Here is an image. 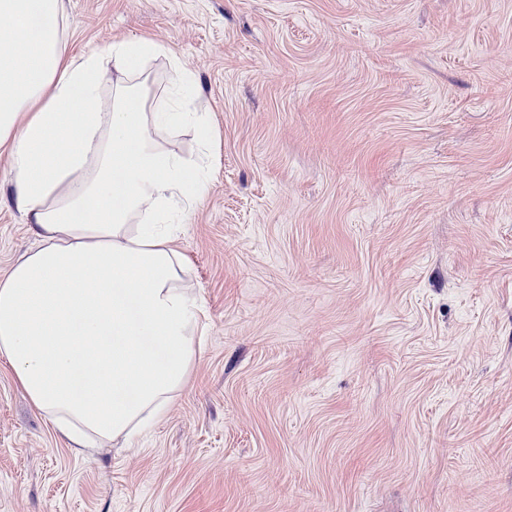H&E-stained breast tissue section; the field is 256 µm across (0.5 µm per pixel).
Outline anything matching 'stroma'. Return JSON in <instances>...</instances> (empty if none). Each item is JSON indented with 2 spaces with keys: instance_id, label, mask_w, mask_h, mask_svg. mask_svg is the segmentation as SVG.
I'll list each match as a JSON object with an SVG mask.
<instances>
[{
  "instance_id": "stroma-1",
  "label": "stroma",
  "mask_w": 512,
  "mask_h": 512,
  "mask_svg": "<svg viewBox=\"0 0 512 512\" xmlns=\"http://www.w3.org/2000/svg\"><path fill=\"white\" fill-rule=\"evenodd\" d=\"M210 115L203 348L78 452L0 360V512H512V0H65ZM178 66H171V59ZM0 157V277L35 238Z\"/></svg>"
}]
</instances>
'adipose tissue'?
<instances>
[{
  "mask_svg": "<svg viewBox=\"0 0 512 512\" xmlns=\"http://www.w3.org/2000/svg\"><path fill=\"white\" fill-rule=\"evenodd\" d=\"M68 45L64 0H0V155L37 239L0 278V359L70 445L127 446L167 417L202 350L174 225L209 182L170 141L209 119L183 101L188 72L156 96L155 40Z\"/></svg>",
  "mask_w": 512,
  "mask_h": 512,
  "instance_id": "obj_1",
  "label": "adipose tissue"
}]
</instances>
